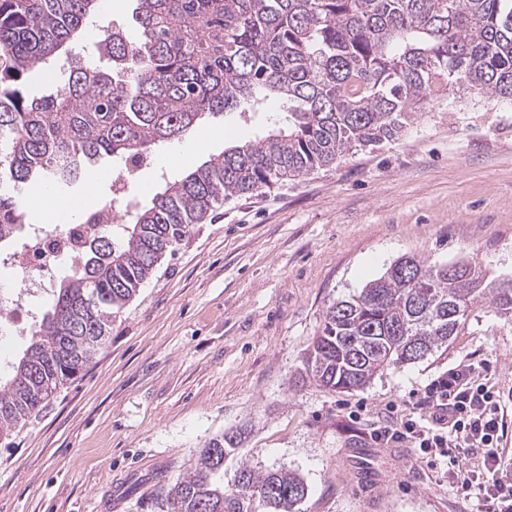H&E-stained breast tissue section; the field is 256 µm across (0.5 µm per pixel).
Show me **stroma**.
I'll use <instances>...</instances> for the list:
<instances>
[{
	"label": "stroma",
	"instance_id": "obj_1",
	"mask_svg": "<svg viewBox=\"0 0 512 512\" xmlns=\"http://www.w3.org/2000/svg\"><path fill=\"white\" fill-rule=\"evenodd\" d=\"M270 115L246 107L199 125L183 167L134 173L130 205H149L164 181ZM404 255L512 278V105L444 95L396 140L194 225L79 377L0 440V512H159L161 483L227 431L241 432L253 466L304 479L300 512H471L408 444L375 443L371 431L467 359L490 377L512 456V322L479 307L442 356L356 391L300 378L327 306ZM29 327L26 313L0 312L5 358L22 356Z\"/></svg>",
	"mask_w": 512,
	"mask_h": 512
}]
</instances>
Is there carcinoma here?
<instances>
[{"instance_id":"obj_1","label":"carcinoma","mask_w":512,"mask_h":512,"mask_svg":"<svg viewBox=\"0 0 512 512\" xmlns=\"http://www.w3.org/2000/svg\"><path fill=\"white\" fill-rule=\"evenodd\" d=\"M139 36L113 28L106 64L72 54L100 0H0V243L29 223L22 187L64 191L101 157L116 175L210 117L286 102L260 137L228 146L167 181L151 204L95 235L41 314L23 355L0 377V439L75 380L112 317L196 224L224 202L263 193L395 139L441 93L512 103V0H134ZM63 64L53 91L24 85ZM398 258L380 278L328 306L308 346L306 378L329 392L370 384L392 366L448 350L475 307L512 320V278ZM241 434L205 444L161 486L160 512H299L296 472L238 459ZM237 460L232 476L226 464Z\"/></svg>"}]
</instances>
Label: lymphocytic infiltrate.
<instances>
[{
  "instance_id": "lymphocytic-infiltrate-1",
  "label": "lymphocytic infiltrate",
  "mask_w": 512,
  "mask_h": 512,
  "mask_svg": "<svg viewBox=\"0 0 512 512\" xmlns=\"http://www.w3.org/2000/svg\"><path fill=\"white\" fill-rule=\"evenodd\" d=\"M501 429L493 392L474 363L464 360L434 379L421 402L399 421L373 429L371 437L378 443H410L447 476L454 475L464 449H481L485 471L477 512H512V482L498 476L505 464Z\"/></svg>"
}]
</instances>
